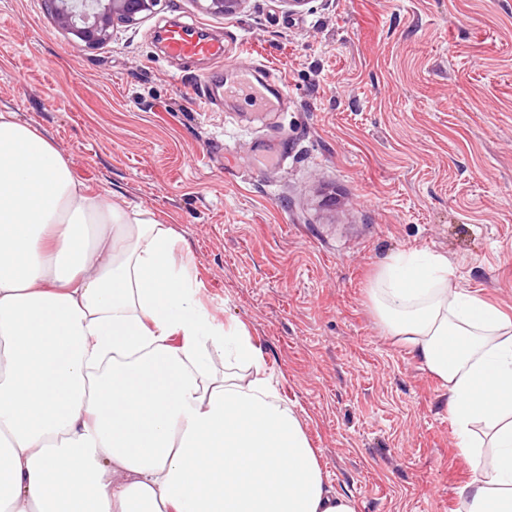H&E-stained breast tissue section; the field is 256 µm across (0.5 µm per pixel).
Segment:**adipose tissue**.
<instances>
[{
  "mask_svg": "<svg viewBox=\"0 0 512 512\" xmlns=\"http://www.w3.org/2000/svg\"><path fill=\"white\" fill-rule=\"evenodd\" d=\"M411 251L370 287L448 389L478 472L465 512H512V317ZM223 350L235 372L216 373ZM491 431L483 457L473 428ZM0 512H356L237 325L198 298L175 231L77 182L0 112Z\"/></svg>",
  "mask_w": 512,
  "mask_h": 512,
  "instance_id": "1",
  "label": "adipose tissue"
}]
</instances>
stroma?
<instances>
[{"instance_id":"obj_1","label":"stroma","mask_w":512,"mask_h":512,"mask_svg":"<svg viewBox=\"0 0 512 512\" xmlns=\"http://www.w3.org/2000/svg\"><path fill=\"white\" fill-rule=\"evenodd\" d=\"M175 21L224 39L226 67L246 43L283 102L205 111L214 65L164 54ZM0 112L179 235L204 308L248 332L356 512H464L448 390L369 290L425 250L512 316V0H249L230 18L162 0L94 49L46 0H0Z\"/></svg>"}]
</instances>
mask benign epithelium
Listing matches in <instances>:
<instances>
[{
    "instance_id": "obj_1",
    "label": "benign epithelium",
    "mask_w": 512,
    "mask_h": 512,
    "mask_svg": "<svg viewBox=\"0 0 512 512\" xmlns=\"http://www.w3.org/2000/svg\"><path fill=\"white\" fill-rule=\"evenodd\" d=\"M213 15L234 17L248 0H201ZM58 25L87 47L110 40L120 24H132L154 10L160 0H48Z\"/></svg>"
}]
</instances>
